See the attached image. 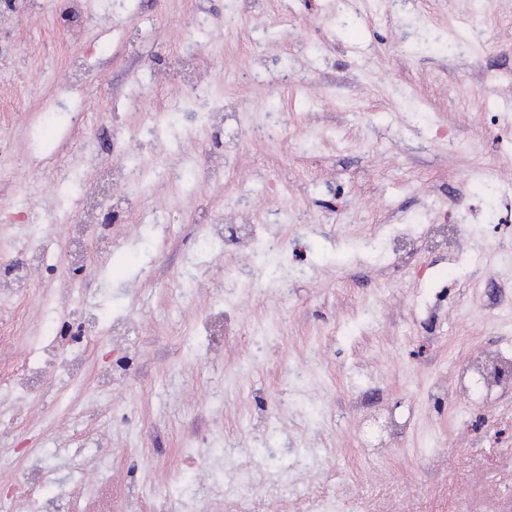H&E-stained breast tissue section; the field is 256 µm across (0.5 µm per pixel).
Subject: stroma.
Here are the masks:
<instances>
[{
	"label": "stroma",
	"mask_w": 512,
	"mask_h": 512,
	"mask_svg": "<svg viewBox=\"0 0 512 512\" xmlns=\"http://www.w3.org/2000/svg\"><path fill=\"white\" fill-rule=\"evenodd\" d=\"M80 2L74 29L65 0H0V255L48 253L0 291V378L45 376L0 394V497L35 464L58 512H512V378L458 397L512 360V0ZM115 135L170 229L139 241L100 196L72 271L55 219ZM223 141L226 178L155 181ZM219 214L259 244L201 256ZM122 356L124 389L98 386Z\"/></svg>",
	"instance_id": "1"
}]
</instances>
